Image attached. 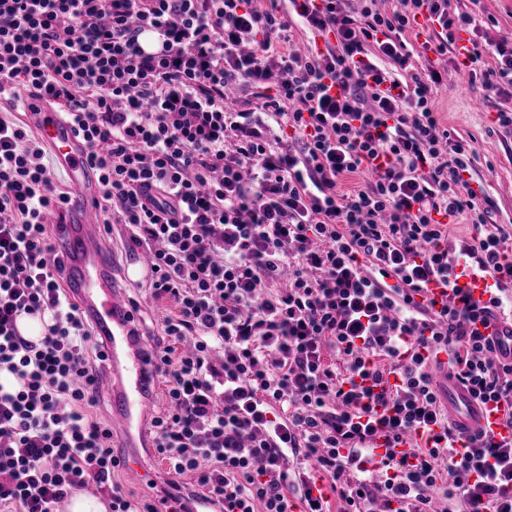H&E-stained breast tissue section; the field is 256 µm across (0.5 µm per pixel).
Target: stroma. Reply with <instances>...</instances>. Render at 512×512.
Listing matches in <instances>:
<instances>
[{
	"mask_svg": "<svg viewBox=\"0 0 512 512\" xmlns=\"http://www.w3.org/2000/svg\"><path fill=\"white\" fill-rule=\"evenodd\" d=\"M450 6L459 11H475L480 22L473 34L475 40L512 42V0H480L476 5L471 0H450ZM435 106L442 127L474 148L477 160L471 184L483 187L494 203V223L512 226V130L500 127L497 121L498 112H512V98L489 94L478 81H459L455 66L450 64L442 71ZM141 454L149 469L146 476L137 477L123 469L115 479L135 499L150 501L166 481V467L154 449H142Z\"/></svg>",
	"mask_w": 512,
	"mask_h": 512,
	"instance_id": "35a3bbf8",
	"label": "stroma"
}]
</instances>
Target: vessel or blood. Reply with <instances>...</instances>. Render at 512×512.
<instances>
[{"instance_id":"vessel-or-blood-1","label":"vessel or blood","mask_w":512,"mask_h":512,"mask_svg":"<svg viewBox=\"0 0 512 512\" xmlns=\"http://www.w3.org/2000/svg\"><path fill=\"white\" fill-rule=\"evenodd\" d=\"M25 108L30 124L70 181V203L63 224L57 227L55 246L73 272L71 292L80 309L104 335L103 351L113 371L119 374L115 380L103 377L98 385L99 391L111 400L103 423L113 437L128 440L134 425L146 418L150 394L147 377L157 359L150 345L131 336L135 312L119 289L134 287L147 278L151 265L143 255L128 261L121 272H114L96 180L87 162V144L51 100L30 97ZM460 282L471 289L474 298L489 300L491 277L469 271ZM441 388L448 417L464 435L490 431L500 438L512 437V428L505 423V408L476 403L466 389L452 380H444Z\"/></svg>"}]
</instances>
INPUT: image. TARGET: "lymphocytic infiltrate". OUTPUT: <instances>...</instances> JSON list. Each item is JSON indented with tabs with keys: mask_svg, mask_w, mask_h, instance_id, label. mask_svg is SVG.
I'll return each mask as SVG.
<instances>
[{
	"mask_svg": "<svg viewBox=\"0 0 512 512\" xmlns=\"http://www.w3.org/2000/svg\"><path fill=\"white\" fill-rule=\"evenodd\" d=\"M252 2L0 0V103L63 108L106 223L151 255L169 312L149 433L171 477L151 502L113 482L93 417L102 340L46 222L68 194L40 137L0 115V370L20 382L0 390V507L56 512L93 484L112 512H184L189 476L215 512H330L332 495L337 512H429L435 492L512 512V439L454 430L435 379L512 406V345L475 327L504 299L475 300L456 271L512 287V233L434 108L437 59L475 16L450 0ZM421 16L439 41L419 70L401 35ZM486 57L484 88H512V47L465 64ZM348 174L362 183L338 192ZM461 223L472 235L451 239ZM45 313L44 336L18 334L19 316Z\"/></svg>",
	"mask_w": 512,
	"mask_h": 512,
	"instance_id": "1",
	"label": "lymphocytic infiltrate"
}]
</instances>
